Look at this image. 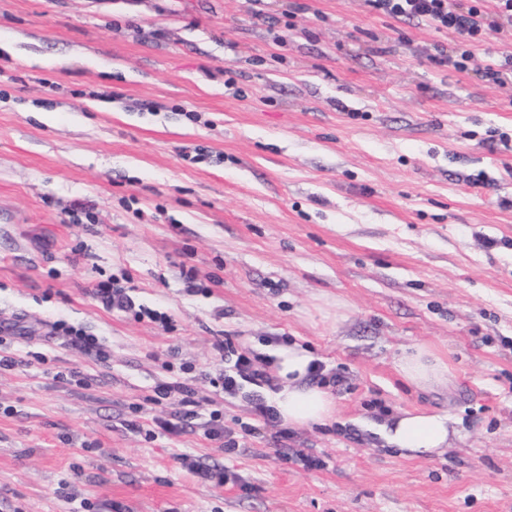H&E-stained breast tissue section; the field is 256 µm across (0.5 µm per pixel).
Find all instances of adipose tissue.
I'll use <instances>...</instances> for the list:
<instances>
[{"mask_svg":"<svg viewBox=\"0 0 512 512\" xmlns=\"http://www.w3.org/2000/svg\"><path fill=\"white\" fill-rule=\"evenodd\" d=\"M314 361L311 352L296 343L282 347L276 353L274 368L282 386L275 396V407L279 416L290 424L320 425L333 414L331 394L323 386L309 381ZM398 371L422 389L448 383L446 362L425 346L404 353L398 360ZM454 433V421L450 416L407 411L395 416L388 438L404 454L420 457L450 447Z\"/></svg>","mask_w":512,"mask_h":512,"instance_id":"ef3b65f1","label":"adipose tissue"}]
</instances>
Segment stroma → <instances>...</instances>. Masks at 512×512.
<instances>
[{"label": "stroma", "mask_w": 512, "mask_h": 512, "mask_svg": "<svg viewBox=\"0 0 512 512\" xmlns=\"http://www.w3.org/2000/svg\"><path fill=\"white\" fill-rule=\"evenodd\" d=\"M457 41L366 0H0V322L30 337L0 368V512H512V80L483 76L512 26L463 72L436 61ZM107 279L171 331L92 299ZM226 337L342 377L287 441L320 467L245 433L268 386H211ZM419 345L446 387L399 374ZM186 365L192 404L153 402ZM413 409L456 418L450 449L387 444ZM53 329L63 336L71 347L84 355L101 363L107 361L108 354L97 336L89 335L81 327L69 325L63 321L55 322Z\"/></svg>", "instance_id": "1"}]
</instances>
